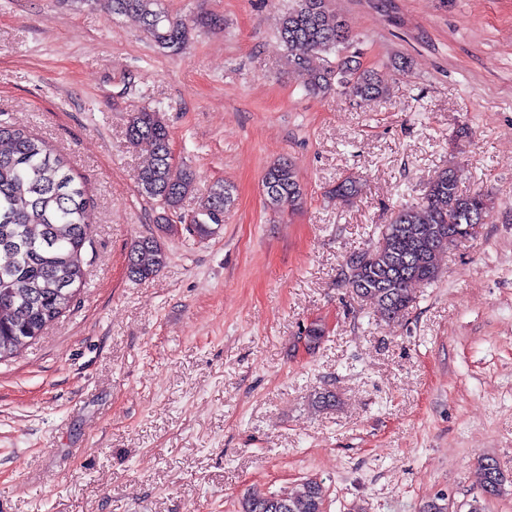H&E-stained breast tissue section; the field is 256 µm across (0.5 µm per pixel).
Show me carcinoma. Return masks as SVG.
Returning a JSON list of instances; mask_svg holds the SVG:
<instances>
[{
	"mask_svg": "<svg viewBox=\"0 0 512 512\" xmlns=\"http://www.w3.org/2000/svg\"><path fill=\"white\" fill-rule=\"evenodd\" d=\"M110 15L136 17L162 50L178 53L189 35L186 20L172 15L164 0H107ZM278 39L288 66L304 79L308 92L325 94L334 87L357 102L384 97L387 83L377 70L364 68L356 55L340 56L350 44L348 25L329 9V0H292L280 22ZM337 56L333 66L313 70V54ZM127 142L146 153L149 164L138 176L140 196L155 201L161 212L156 223L172 231L168 215L181 208L195 191L191 172L174 162L170 133L160 113L143 107L129 115ZM267 205L296 210L303 188L286 161L267 169L262 180ZM359 183L346 177L335 193L353 198ZM86 182L75 175L67 158L49 144L0 118V359L15 357L42 329L74 303L86 276L83 253L93 235L86 215L91 206ZM234 202V188L216 182L193 217L188 231L206 240L224 225V213ZM494 209L482 191L460 190L455 170L443 171L424 190L421 202L395 210L382 226L377 244L367 250L371 261L345 263L343 285L357 298L370 302L388 321L399 320L414 303L417 289L438 276L444 243L466 239L454 227L484 224ZM161 236H142L127 252L126 271L133 281L147 280L165 265ZM479 495L465 503L467 512H485L486 502L500 497L512 484L497 460L478 458ZM326 489L316 478L280 492L247 491L241 512H324Z\"/></svg>",
	"mask_w": 512,
	"mask_h": 512,
	"instance_id": "obj_1",
	"label": "carcinoma"
}]
</instances>
